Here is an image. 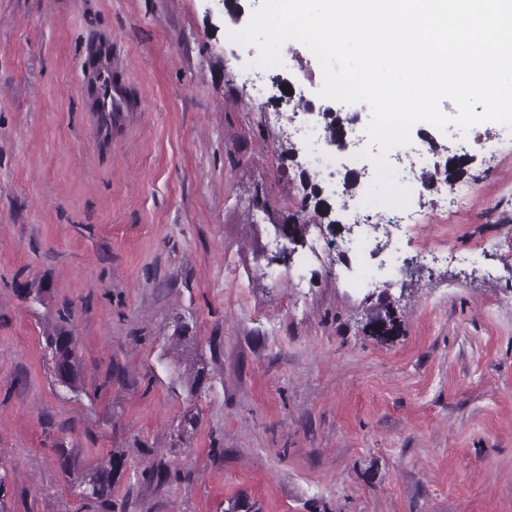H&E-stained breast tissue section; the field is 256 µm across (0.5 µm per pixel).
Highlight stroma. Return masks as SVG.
Segmentation results:
<instances>
[{
  "label": "stroma",
  "instance_id": "stroma-1",
  "mask_svg": "<svg viewBox=\"0 0 512 512\" xmlns=\"http://www.w3.org/2000/svg\"><path fill=\"white\" fill-rule=\"evenodd\" d=\"M224 0H0V491L6 512H88L118 464L126 512H512V129L467 150L463 203H413L387 254L341 252L336 179L279 158L288 114L252 88ZM105 45L145 109L93 134ZM303 44L267 85L319 97ZM445 169L455 126L414 125ZM332 207L288 263L301 171ZM385 266L378 288L347 265ZM390 305L398 335L364 326ZM73 313L79 392L44 345ZM113 465L112 459L106 462L90 480L89 485L86 489V493L83 492V496L107 507V512H115L112 503V473ZM113 509V510H112Z\"/></svg>",
  "mask_w": 512,
  "mask_h": 512
}]
</instances>
